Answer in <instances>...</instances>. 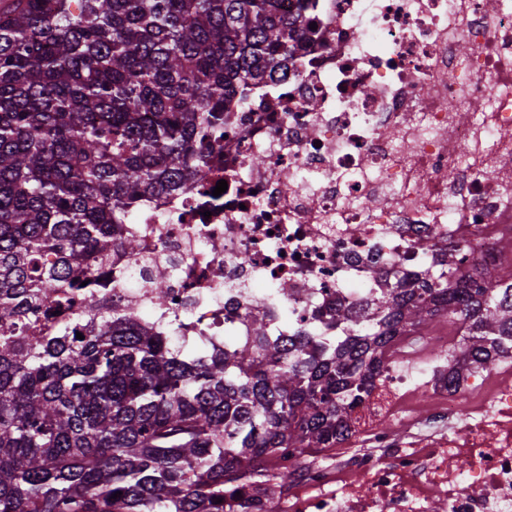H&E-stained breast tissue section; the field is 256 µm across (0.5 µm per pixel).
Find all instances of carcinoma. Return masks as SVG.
I'll list each match as a JSON object with an SVG mask.
<instances>
[{
	"label": "carcinoma",
	"instance_id": "carcinoma-1",
	"mask_svg": "<svg viewBox=\"0 0 512 512\" xmlns=\"http://www.w3.org/2000/svg\"><path fill=\"white\" fill-rule=\"evenodd\" d=\"M311 9L0 8V512H280L302 457L351 436L399 337L438 316L459 323L457 387L464 367L512 356V281L483 265L469 284L454 245L420 286L383 293L376 322L341 336L285 339L256 318L250 335L190 351L93 292L112 250L138 252L112 227L206 178L227 103L273 77ZM257 479L263 500L246 492Z\"/></svg>",
	"mask_w": 512,
	"mask_h": 512
}]
</instances>
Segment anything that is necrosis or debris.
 I'll list each match as a JSON object with an SVG mask.
<instances>
[{
	"label": "necrosis or debris",
	"mask_w": 512,
	"mask_h": 512,
	"mask_svg": "<svg viewBox=\"0 0 512 512\" xmlns=\"http://www.w3.org/2000/svg\"><path fill=\"white\" fill-rule=\"evenodd\" d=\"M310 19L225 113L208 179L116 230L139 252L113 253L100 295L199 346L257 315L337 336L339 314L373 317L375 295L425 278L437 247L465 242L470 276L507 257L512 0H315ZM159 272L171 299L155 309ZM436 342L383 368L366 449L296 472L288 512H512V377L491 362L450 388Z\"/></svg>",
	"instance_id": "4bbe7bcc"
}]
</instances>
